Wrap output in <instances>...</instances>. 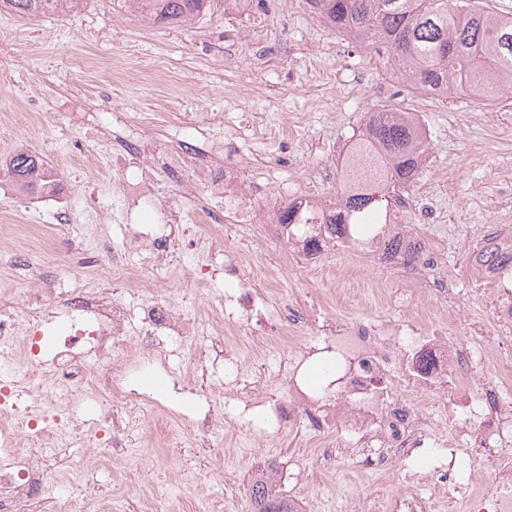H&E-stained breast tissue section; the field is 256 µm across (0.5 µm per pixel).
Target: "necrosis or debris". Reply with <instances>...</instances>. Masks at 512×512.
<instances>
[{"label": "necrosis or debris", "instance_id": "obj_1", "mask_svg": "<svg viewBox=\"0 0 512 512\" xmlns=\"http://www.w3.org/2000/svg\"><path fill=\"white\" fill-rule=\"evenodd\" d=\"M260 137L259 130L244 125L226 132L210 148L213 162L205 164L190 142L170 146L143 129L124 139L112 158V175L88 176L97 211H111L122 226V245L103 241L98 252L112 271L122 273L124 294L113 296L81 282L38 288L23 319H0V362H9L16 380L15 386L0 387V413L13 411L24 397L35 402L18 416L26 441L0 425V512H26L27 503L40 496L47 479L44 461L66 446V430L77 415L91 413L87 426L100 451L119 458L126 453L127 416L145 418L161 411L138 380L145 369L166 366L165 343L191 336L198 317L178 299H143L139 292L186 224L205 225L209 232L198 259L199 289L211 288L216 275L224 277V306L210 313L206 327L219 339L235 390H264L262 360L245 371L232 356L236 341H242L245 311L262 313L273 326L262 340L243 341L251 352L276 341L305 342L312 319L295 313L287 297L275 292L283 264H246L242 243L225 234V225L254 227L253 252L263 255L279 245L318 270L328 254H337L349 278L380 306H411V315L404 318L337 319L322 347L334 366L330 385L305 384L298 356L289 362L281 395L269 401L268 426L279 432L298 425L322 436L331 464L348 459L379 475L392 460L437 454L436 464L409 474L395 494L356 500L351 512H437L435 490L446 484L459 494V512H512V289L476 269L495 299L492 323L479 327L493 341L487 345L447 335L445 328L432 325L424 303L447 306L453 284L428 227L403 221L410 198L398 197L393 221L370 235L352 224L335 235L322 229L324 207L315 200L303 202L292 224L282 223L288 186L255 149ZM156 164L167 170L169 182L183 188L179 205L159 204V184L150 176ZM107 184L112 187L108 195L102 192ZM301 224L318 225L317 245H309L298 232ZM76 312L83 319L68 326L51 364L29 347L14 355L19 337L40 336L47 319ZM131 347L133 357L117 359V352ZM89 388L102 391L105 402L85 403L81 393ZM460 440L491 457L492 491L479 490L473 479H458Z\"/></svg>", "mask_w": 512, "mask_h": 512}]
</instances>
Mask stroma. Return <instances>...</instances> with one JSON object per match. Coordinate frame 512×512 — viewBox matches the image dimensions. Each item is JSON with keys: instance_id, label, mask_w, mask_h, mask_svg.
Returning a JSON list of instances; mask_svg holds the SVG:
<instances>
[{"instance_id": "obj_1", "label": "stroma", "mask_w": 512, "mask_h": 512, "mask_svg": "<svg viewBox=\"0 0 512 512\" xmlns=\"http://www.w3.org/2000/svg\"><path fill=\"white\" fill-rule=\"evenodd\" d=\"M248 25L247 16L220 4L173 25L126 12L119 0H85L78 10L41 18L0 11V159L21 150L40 157L59 175L57 192L76 203L68 223L58 224L48 193L20 191L0 176V242L18 245L17 226L35 227L67 256L61 278L81 276L95 235L112 236L108 214L82 204L81 169L112 168L118 136L113 103L133 120L156 113V137L202 148L223 138L225 121L238 113H249L265 133L292 113L309 111L293 163L282 175L293 196L315 191L324 200L340 189L313 187L310 170L343 165L369 113L392 106L413 112L425 130L427 161L410 195L433 226L450 229L444 244L458 295L448 308H434V318L447 321L450 335L474 339L473 324L490 319L491 303L469 256L485 226L512 232V93L483 101L463 89L418 92L396 80L376 55L325 25L305 0H278L266 42L252 39ZM115 60L126 69L119 83L112 75ZM280 288L294 308L317 313L318 336L338 316L381 312L370 293L332 267L315 272L290 261ZM167 350L171 371L163 376L167 389L159 400L177 404L175 391L182 388L193 404L210 399L220 416L242 405L244 394L226 395L223 368L193 383L174 380L173 371L198 367L199 339L168 343ZM156 429L153 422L131 423L124 462L93 447L62 456L58 469L86 472L79 502L85 512H100L105 496L126 512H248L249 489L262 471L277 474L278 490L310 512H347L349 498L402 483L397 464L381 478L347 461L326 465L320 439L300 427L255 442L222 423L210 438L195 441L170 425L160 448L151 445Z\"/></svg>"}]
</instances>
